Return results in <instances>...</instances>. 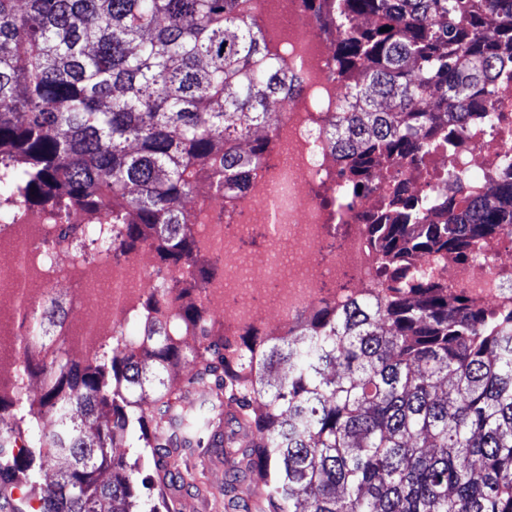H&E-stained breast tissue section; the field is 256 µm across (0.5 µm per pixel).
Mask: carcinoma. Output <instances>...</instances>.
Instances as JSON below:
<instances>
[{
  "mask_svg": "<svg viewBox=\"0 0 512 512\" xmlns=\"http://www.w3.org/2000/svg\"><path fill=\"white\" fill-rule=\"evenodd\" d=\"M497 2L490 29L483 0L317 5L342 31L333 62L351 102L329 139L344 173L423 154L428 129L491 104L512 67V0ZM290 83L250 0H0V196L100 210L119 243L153 248L173 273L192 258L198 182L235 188ZM462 204L475 222L427 224L416 199L394 194L378 259L468 255L512 224V182L448 212ZM64 315L52 300L15 347L42 394L0 395V512H25L13 489L38 492L60 461L36 512H135L138 465L114 449L136 428L161 487L210 431L232 472L229 508L255 482L265 512H512V313L491 318L444 284L406 280L239 344L189 306L196 348L154 319L137 348L117 336L83 362L65 356L66 337L37 335ZM181 364L187 378L165 376ZM197 386L211 399L195 427L182 401Z\"/></svg>",
  "mask_w": 512,
  "mask_h": 512,
  "instance_id": "1",
  "label": "carcinoma"
}]
</instances>
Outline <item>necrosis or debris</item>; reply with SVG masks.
<instances>
[{
  "instance_id": "obj_1",
  "label": "necrosis or debris",
  "mask_w": 512,
  "mask_h": 512,
  "mask_svg": "<svg viewBox=\"0 0 512 512\" xmlns=\"http://www.w3.org/2000/svg\"><path fill=\"white\" fill-rule=\"evenodd\" d=\"M279 14L269 0H251L263 32H276L283 60L298 76V90L275 108L272 147L244 176L242 190L224 193L209 185L195 210L194 255L220 258L194 298L206 318L234 333L265 326L271 318L295 322L315 305L347 301L386 287L374 250V229L387 213L391 194L408 189L440 206L428 216L466 221L464 208L448 212L449 195L492 198L502 181L512 182V77L501 78L491 109H477L454 130L434 129L435 146L424 157L376 163L368 189L339 174L327 132L346 97L336 75V30L310 0H284ZM79 225L82 234L61 240L60 228ZM273 225L262 255L243 242L256 228ZM336 250L323 245L334 232ZM113 226L104 214L0 206V344L22 335L19 312L35 313L59 287L68 289L69 317L62 335L82 337V349L107 347L109 336L149 312L171 321L181 311L176 282L195 279V263L177 272H157L153 251L112 246ZM409 273L455 288L487 310H512V227L484 240L472 255L424 253L407 262Z\"/></svg>"
}]
</instances>
